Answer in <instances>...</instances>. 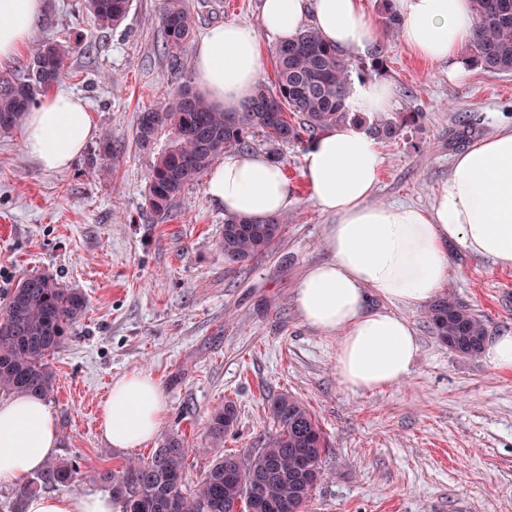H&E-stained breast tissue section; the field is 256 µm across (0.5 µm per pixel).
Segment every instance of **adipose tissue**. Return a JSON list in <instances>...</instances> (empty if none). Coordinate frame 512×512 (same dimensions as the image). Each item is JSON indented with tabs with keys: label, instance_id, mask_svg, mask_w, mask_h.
I'll use <instances>...</instances> for the list:
<instances>
[{
	"label": "adipose tissue",
	"instance_id": "ef3b65f1",
	"mask_svg": "<svg viewBox=\"0 0 512 512\" xmlns=\"http://www.w3.org/2000/svg\"><path fill=\"white\" fill-rule=\"evenodd\" d=\"M389 6L413 55L447 63L451 79L467 77L460 51L474 35L472 0H390ZM44 10L45 0H0V68L30 45ZM308 26L348 55L364 54L382 39L367 0H262L259 26L227 22L202 35L193 59L198 94L221 111H240L262 73V38L285 43ZM393 99L388 83L357 79L346 108L387 112ZM21 135L43 170L60 172L93 139L95 124L81 97L51 93L27 113ZM382 163L378 142L350 122L323 131L303 157L310 197L332 222L323 236L328 258L303 271L296 308L306 324L337 337L339 380L360 393L409 375L419 343L410 321L392 307L417 309L437 296L451 275L449 246L512 267V126L455 156L425 209L374 201ZM205 192L225 216L258 223L288 215L297 202L282 167L255 152L225 154L208 173ZM165 412L153 376L134 371L113 382L100 431L113 447L138 448L155 437ZM59 441L42 401L18 395L0 403V483L26 485ZM24 512H119V505L102 493H35Z\"/></svg>",
	"mask_w": 512,
	"mask_h": 512
}]
</instances>
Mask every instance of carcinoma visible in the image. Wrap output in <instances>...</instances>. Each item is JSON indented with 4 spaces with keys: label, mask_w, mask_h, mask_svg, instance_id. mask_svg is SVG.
<instances>
[{
    "label": "carcinoma",
    "mask_w": 512,
    "mask_h": 512,
    "mask_svg": "<svg viewBox=\"0 0 512 512\" xmlns=\"http://www.w3.org/2000/svg\"><path fill=\"white\" fill-rule=\"evenodd\" d=\"M476 28L468 44L472 58L493 73L512 72V0H473ZM102 28L121 23L131 0H87ZM164 50L178 65L194 33V19L184 0H166L161 14ZM71 47L54 40L31 49L23 75L0 74V132L22 124L38 96L58 83ZM276 83H260L240 112H219L181 85L171 100L139 113L136 145L149 158L148 205L160 220L184 190L201 180L226 152L251 146L260 135L274 163L281 147L302 136L356 121L345 108L351 85L347 60L314 29L306 28L275 48ZM420 117L369 126L380 139L395 136ZM285 218L263 223L227 218L218 242L230 264L268 253L279 239ZM87 307L84 294L63 287L50 275L23 277L3 295L0 305V393L32 395L44 400L54 393L48 358L69 339ZM427 318L450 350L475 357L484 346V320L454 296L439 295L428 304ZM275 432L262 448L217 457L202 478L187 486L190 448L175 434L164 438L146 459H131L119 470L81 472L73 460L50 462L25 485L20 496L64 486L77 479L99 483L122 502L123 512H305L313 490L324 477L329 447L317 417L297 397L283 393L267 404ZM236 422L235 409H214L205 436L224 439Z\"/></svg>",
    "instance_id": "1"
}]
</instances>
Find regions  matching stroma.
Wrapping results in <instances>:
<instances>
[{
  "label": "stroma",
  "mask_w": 512,
  "mask_h": 512,
  "mask_svg": "<svg viewBox=\"0 0 512 512\" xmlns=\"http://www.w3.org/2000/svg\"><path fill=\"white\" fill-rule=\"evenodd\" d=\"M197 34L227 21L258 25L260 0H185ZM163 0H132L122 23L99 28L86 0H45L34 42L71 45L56 89L83 96L97 134L74 164L43 171L20 130L0 134V293L28 274H48L87 297L84 317L51 367L55 395L46 406L60 431L58 455L85 471L147 458L152 445L115 448L99 432L113 381L151 374L167 404L161 434L188 441V485L228 451L257 447L273 429L267 402L280 393L303 401L330 446L326 478L306 512H512V372L490 368L442 345L423 309L406 310L420 350L399 384L354 393L339 382L337 341L304 323L295 308L302 271L322 262L329 216L312 203L302 176L303 144L282 149V168L297 188L272 252L244 264L218 247L224 212L188 187L158 222L147 207V161L135 140L136 118L193 82L196 41L181 67L162 46ZM383 63L349 57L353 75L388 82L392 114L421 113L417 126L380 142L383 164L374 199L428 207L456 154L448 137L460 122L481 140L512 124V73L469 64L466 80L448 66L414 57L384 28ZM111 143L117 162L100 155ZM112 171L88 168L90 157ZM444 285L480 315L488 336L512 330V280L485 258L449 250ZM233 403L236 423L223 442L205 436L210 412Z\"/></svg>",
  "instance_id": "35a3bbf8"
}]
</instances>
